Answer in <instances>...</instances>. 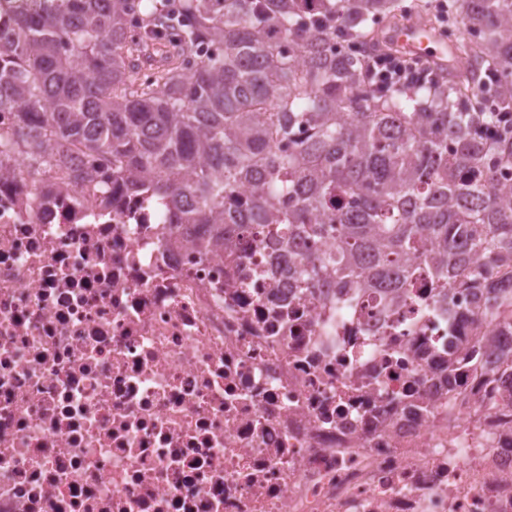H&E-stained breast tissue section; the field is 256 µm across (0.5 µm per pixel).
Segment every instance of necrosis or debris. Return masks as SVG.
<instances>
[{"label": "necrosis or debris", "instance_id": "1", "mask_svg": "<svg viewBox=\"0 0 512 512\" xmlns=\"http://www.w3.org/2000/svg\"><path fill=\"white\" fill-rule=\"evenodd\" d=\"M0 156V512H512V326L360 313L159 201ZM490 336L491 353L473 349Z\"/></svg>", "mask_w": 512, "mask_h": 512}]
</instances>
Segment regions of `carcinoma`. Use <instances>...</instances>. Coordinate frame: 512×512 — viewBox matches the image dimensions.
<instances>
[{
  "mask_svg": "<svg viewBox=\"0 0 512 512\" xmlns=\"http://www.w3.org/2000/svg\"><path fill=\"white\" fill-rule=\"evenodd\" d=\"M0 0V111L52 167L82 149L128 189L208 227H256L305 288L414 303L484 288L512 315V0H455L456 65L433 83L367 77L363 45L399 0ZM219 47L196 67L203 45ZM329 243L318 255L298 242Z\"/></svg>",
  "mask_w": 512,
  "mask_h": 512,
  "instance_id": "carcinoma-1",
  "label": "carcinoma"
}]
</instances>
